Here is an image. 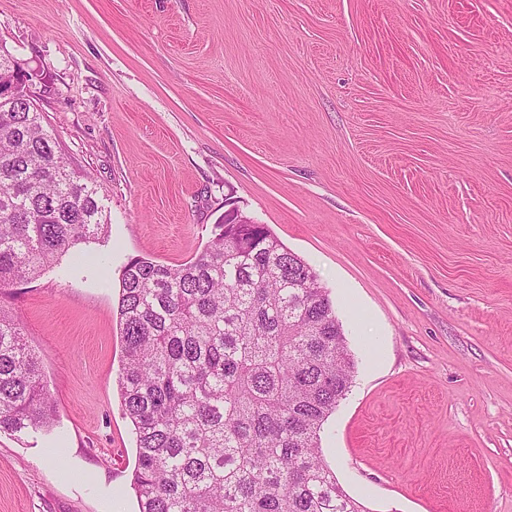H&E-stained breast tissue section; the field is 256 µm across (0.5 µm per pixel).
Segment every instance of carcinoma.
<instances>
[{"label": "carcinoma", "mask_w": 512, "mask_h": 512, "mask_svg": "<svg viewBox=\"0 0 512 512\" xmlns=\"http://www.w3.org/2000/svg\"><path fill=\"white\" fill-rule=\"evenodd\" d=\"M0 289L29 282L108 222L0 43ZM117 389L136 436L139 512H367L338 483L320 432L354 361L329 292L263 224L215 225L172 267L124 265ZM56 408L0 306V432L49 429Z\"/></svg>", "instance_id": "obj_1"}]
</instances>
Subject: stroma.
I'll return each instance as SVG.
<instances>
[{"instance_id": "1", "label": "stroma", "mask_w": 512, "mask_h": 512, "mask_svg": "<svg viewBox=\"0 0 512 512\" xmlns=\"http://www.w3.org/2000/svg\"><path fill=\"white\" fill-rule=\"evenodd\" d=\"M0 41L109 218L93 263L0 290L57 404L0 432V512H137L121 271L190 260L229 202L329 290L347 494L512 512V0H0Z\"/></svg>"}]
</instances>
